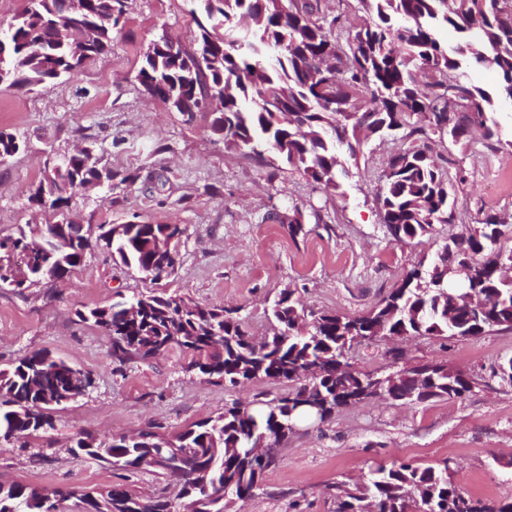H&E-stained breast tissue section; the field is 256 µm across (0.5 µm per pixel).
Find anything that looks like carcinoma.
Listing matches in <instances>:
<instances>
[{"mask_svg": "<svg viewBox=\"0 0 512 512\" xmlns=\"http://www.w3.org/2000/svg\"><path fill=\"white\" fill-rule=\"evenodd\" d=\"M113 0H25L0 36V84L38 87L71 75L107 55L118 19ZM201 18L193 50L171 52L162 34L145 54L137 79L143 91L171 101L207 103L211 130L227 149L259 156L272 151L326 189L339 188L346 173L343 153L356 157L363 145L400 136L407 146L387 159L375 201L382 224L397 241L427 234L433 224H453L457 191L443 176L447 161L432 143L467 144L488 125L495 106L512 94V0H358L370 19L352 29L340 17L327 25L312 20L310 0H198ZM441 27L459 34L450 50L437 37ZM489 64L497 74L493 92L474 85L467 69ZM436 111L434 118L426 115ZM22 149L21 139L0 130V158ZM112 181V171L75 153L63 169L44 165L29 204L53 212L52 224H24L0 236V281L18 293L71 275L91 253L83 225L69 213L81 186ZM503 224L485 217L468 236L450 239L437 259L419 263L370 311L344 316L308 311L285 289L271 308L272 332L257 342L239 310L206 305L173 293H136L108 307L78 312L112 341L120 371L178 347L192 354L188 370L235 389L262 379L296 383L287 395L258 404L233 401L224 412L168 437L151 429L136 436L100 440L89 432L71 454L115 470L148 471L167 481L166 491L144 500L122 484L83 493V512H165L171 497L193 512H232L262 489L273 460L254 454L272 438L284 443L305 416L299 404L318 405L320 420L378 393L396 396L419 386L427 397H460L473 379L442 363L403 367L387 375L341 371L353 344L370 338L467 337L512 329V251L499 242ZM98 240L112 259L140 270L154 265L168 277L185 234L180 224L99 225ZM91 376L44 350L0 368V437H30L53 427L49 411L85 395ZM235 489L226 500L224 487ZM72 492L0 483V512H51ZM512 512V502L485 504L453 481L448 465L420 468L379 465L368 483L353 490L335 486L332 512Z\"/></svg>", "mask_w": 512, "mask_h": 512, "instance_id": "1", "label": "carcinoma"}]
</instances>
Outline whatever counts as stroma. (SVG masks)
Listing matches in <instances>:
<instances>
[{
	"mask_svg": "<svg viewBox=\"0 0 512 512\" xmlns=\"http://www.w3.org/2000/svg\"><path fill=\"white\" fill-rule=\"evenodd\" d=\"M191 0H124L112 48L77 73L34 90L0 85V129L25 148L0 163V235L19 224L50 222L28 196L48 154L91 148L111 168V186L76 191L70 210L80 224H179L180 259L164 288L203 304L239 308L258 337L271 329V305L290 288L304 307L356 316L376 306L419 261H432L449 237L476 228L486 214L512 216V149L481 141L452 149L446 169L463 173L455 223L412 241L385 230L375 196L388 155L400 140H374L347 160L338 190L313 184L273 153L257 158L225 150L209 112H178L145 94L136 80L148 45L160 35L194 44ZM303 230L290 236L285 218ZM151 280L95 247L70 278L24 293L0 288V368L36 350L49 351L91 375L77 402L53 415L36 437L0 441V483L69 491L66 512H81L79 494L126 485L144 498L162 482L150 472L115 471L70 453L77 433L101 439L149 426L175 433L223 412L226 402L269 400L289 386L259 380L225 391L219 380L188 372L187 352L172 348L147 363L114 371L109 337L81 322L79 310L152 288ZM512 358V330L455 338L377 339L354 348L362 371L442 362L472 376L458 399L403 404L376 399L307 422L289 435L263 475V495L242 512H332L334 484L368 482L378 465H449L453 481L492 504L512 499V383L500 377Z\"/></svg>",
	"mask_w": 512,
	"mask_h": 512,
	"instance_id": "1",
	"label": "stroma"
}]
</instances>
